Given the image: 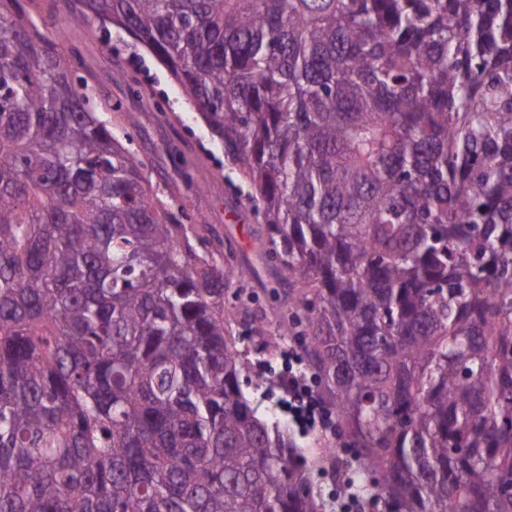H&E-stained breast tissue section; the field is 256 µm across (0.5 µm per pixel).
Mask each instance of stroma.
I'll use <instances>...</instances> for the list:
<instances>
[{
    "label": "stroma",
    "instance_id": "obj_1",
    "mask_svg": "<svg viewBox=\"0 0 512 512\" xmlns=\"http://www.w3.org/2000/svg\"><path fill=\"white\" fill-rule=\"evenodd\" d=\"M73 45L78 47L82 62L95 73L98 94L122 102L135 113L137 121L129 129L131 147L147 162L154 191L163 197L171 186H178V206L190 217L205 218L225 242L231 243L238 257L252 256L261 218L247 200L250 187L231 169L222 149L214 145L200 116L188 110L183 90L168 70L114 27L104 30L95 23L81 27L70 41L60 43L59 50L68 52ZM124 71L141 82L145 90L143 101L126 97L120 78ZM172 142L208 171L207 189L196 191L181 186L166 151ZM239 347L248 358L240 376L244 395L261 418L287 426L300 448L312 453L326 431L293 423L288 414V397L279 383L281 375L293 370L304 373L312 393H320L318 380L306 371L302 337H284L279 348L267 351L259 348L257 339L244 337Z\"/></svg>",
    "mask_w": 512,
    "mask_h": 512
}]
</instances>
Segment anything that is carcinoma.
Returning a JSON list of instances; mask_svg holds the SVG:
<instances>
[{
	"mask_svg": "<svg viewBox=\"0 0 512 512\" xmlns=\"http://www.w3.org/2000/svg\"><path fill=\"white\" fill-rule=\"evenodd\" d=\"M0 0V512H512V0ZM122 27L252 187L237 260L151 193L78 51ZM117 113L114 125L100 117ZM187 186L206 179L172 145ZM351 452L242 394L255 263ZM312 480L322 490L323 497L330 502L331 512L349 511L344 509V506L348 503L347 498L338 496L334 479L329 474L314 473Z\"/></svg>",
	"mask_w": 512,
	"mask_h": 512,
	"instance_id": "cac0c4a2",
	"label": "carcinoma"
}]
</instances>
